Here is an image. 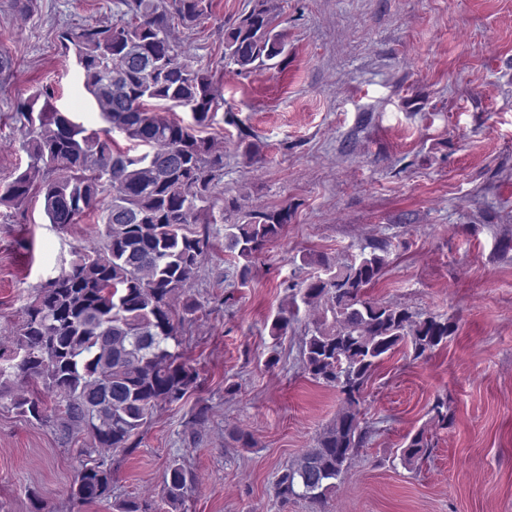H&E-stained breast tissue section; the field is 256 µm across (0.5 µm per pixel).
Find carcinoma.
<instances>
[{"instance_id": "cac0c4a2", "label": "carcinoma", "mask_w": 512, "mask_h": 512, "mask_svg": "<svg viewBox=\"0 0 512 512\" xmlns=\"http://www.w3.org/2000/svg\"><path fill=\"white\" fill-rule=\"evenodd\" d=\"M116 22L64 31L60 42L75 57L85 87L109 127L87 130L44 103L33 115L21 105L18 120L30 162L0 195V203L22 204L41 177L49 223L66 227L86 212L104 225L102 247L83 249L69 270L36 290L25 307L12 348L0 351V390L13 376L42 381L58 397L53 425L63 440L76 430L89 437L87 457L72 489L79 501L112 496L110 457L134 448L136 437L162 405L179 404L197 387V372L171 350L179 344L173 297L194 279L200 259L215 247L210 228L200 223L210 185L224 158L197 128L209 118L216 98L213 76L173 44L175 25L190 29L212 11L213 0H122ZM237 22L224 30V61L248 75L283 54L273 0H249ZM190 108L193 123L168 120L166 108ZM119 131L136 146L131 156L113 149ZM288 206L242 213L224 226V246L244 260L239 278L250 275L252 259L290 224ZM386 258L374 252L324 274L290 282V306L281 309L271 335L283 336L296 317L297 300L324 305V315L304 341V369L343 395L336 419L314 447L278 472L275 496L304 498L321 505L362 446L359 396L367 378L388 354L409 343L415 356L433 352L453 325L435 315L416 316L405 307L370 299L367 289L382 275ZM333 322H328L327 315ZM23 416L45 418L38 394L14 400ZM431 448L425 432L409 438L407 463ZM192 482L178 463L163 478L165 500L182 503ZM114 512H157L131 497L112 504Z\"/></svg>"}]
</instances>
